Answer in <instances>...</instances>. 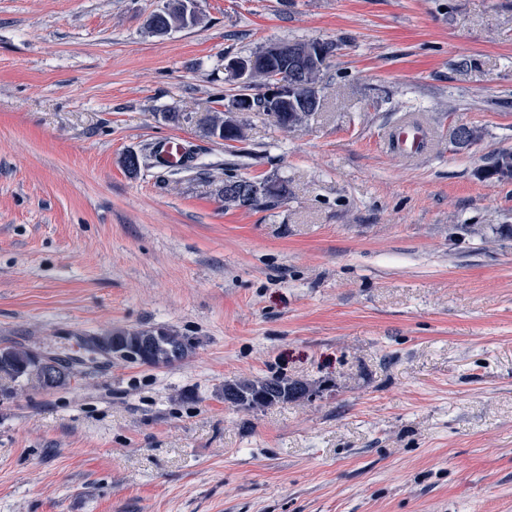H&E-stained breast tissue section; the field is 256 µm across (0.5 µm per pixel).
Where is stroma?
Returning a JSON list of instances; mask_svg holds the SVG:
<instances>
[{"label": "stroma", "mask_w": 512, "mask_h": 512, "mask_svg": "<svg viewBox=\"0 0 512 512\" xmlns=\"http://www.w3.org/2000/svg\"><path fill=\"white\" fill-rule=\"evenodd\" d=\"M161 3L0 0V347L78 360L0 374V512H512V180L478 176L512 150V0H199L155 36ZM288 39L339 46L318 111L208 136L225 58ZM165 137L188 168L127 172ZM229 174L287 193L228 209ZM131 328L194 350L80 347ZM272 375L310 391L225 405ZM190 27L183 23L181 8L175 6L164 15L151 13L145 22L146 30L155 35H165L172 30ZM115 336H124L128 346H133L135 344L140 345V343L149 340L146 355L144 345H142L140 349L138 347H133L131 349L123 350V346L117 341L115 344L117 355H124L125 357L112 356L110 354L112 353V350L110 349ZM83 346L89 352L103 353L110 357L121 358V360L124 361L137 362L150 366H169L185 359L189 355L194 344L191 342L189 337L182 336L172 330L152 331L134 329L112 330L102 336H91L84 339ZM97 347L106 351H100ZM48 357L49 356L35 352V360L40 366L38 370L41 373L42 379L47 380L58 373L59 368L54 362H56L62 369L64 378L57 381L55 384H49L40 380L42 388L45 390H53L68 385L75 358L65 352L54 354L51 358L52 361L49 360Z\"/></svg>", "instance_id": "stroma-1"}]
</instances>
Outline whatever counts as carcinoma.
I'll return each instance as SVG.
<instances>
[{
	"instance_id": "obj_1",
	"label": "carcinoma",
	"mask_w": 512,
	"mask_h": 512,
	"mask_svg": "<svg viewBox=\"0 0 512 512\" xmlns=\"http://www.w3.org/2000/svg\"><path fill=\"white\" fill-rule=\"evenodd\" d=\"M146 30L155 35H165L173 30L185 29L181 8L175 6L170 11L156 15L150 14L145 22ZM258 63V76L264 78L268 75L284 73L290 77H304L302 61L266 57L260 52L253 53ZM253 91L254 105L260 111L270 116L276 124L286 128L290 113L286 109L265 100L260 94V84L250 87ZM207 132L210 136L224 141L242 142L246 140L243 126L229 127L227 119L216 113L206 118ZM482 178L491 180H505L512 177V153L497 152L491 162L480 170ZM224 188L230 197L224 198L227 207L259 208L283 198L286 188L276 182H257L239 175H228L224 178ZM122 336L128 345L133 346L149 341L147 353L138 359V363L150 366H169L185 359L193 348V343L187 336H182L172 330H112L102 336H91L84 339L83 346L89 352L98 349L110 350L114 337ZM62 372L64 378L54 384L41 383L45 390H53L66 386L70 382V375L75 358L62 352L52 357ZM35 368L31 361V351L16 347L0 349V372L19 380ZM307 388L295 381L281 376H271L260 382L239 380L224 383V402L234 407L257 409L278 402H286L304 396Z\"/></svg>"
}]
</instances>
